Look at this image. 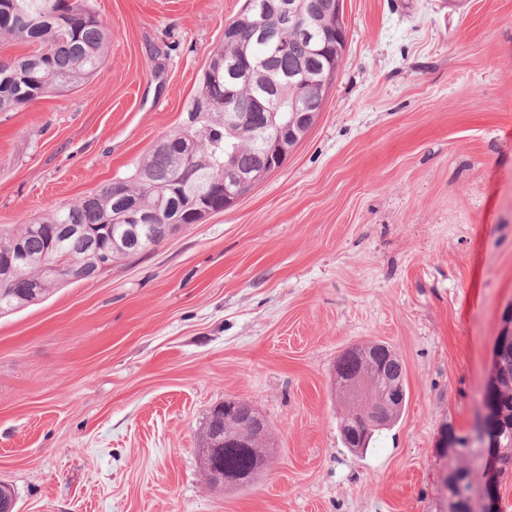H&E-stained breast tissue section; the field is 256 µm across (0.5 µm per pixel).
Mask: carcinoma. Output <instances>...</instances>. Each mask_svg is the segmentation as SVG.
<instances>
[{
	"label": "carcinoma",
	"mask_w": 512,
	"mask_h": 512,
	"mask_svg": "<svg viewBox=\"0 0 512 512\" xmlns=\"http://www.w3.org/2000/svg\"><path fill=\"white\" fill-rule=\"evenodd\" d=\"M301 14L313 22L316 40L307 42L285 22L278 0H247L245 9L224 27V38L212 50L202 71L198 92L190 99L183 119L167 138L177 141L155 145L140 158L128 178L117 179L95 193L74 199L17 229L0 228V255L23 246L31 255L46 254L67 266H84L92 260L86 240L57 238L59 224H82L94 229L109 226L111 238L120 240L133 223L130 209L137 206L150 215L151 234L131 251L112 246L107 261L135 257L161 244L176 224H197L204 209L220 205L224 194L202 198L198 190L209 181L224 183L245 173L258 182L267 174L265 152L254 137V124L273 109L266 86L279 75L298 69L309 56L324 65L331 84L345 50L346 32L326 12V0H296ZM257 20L264 40L249 37L245 23ZM0 44L22 45L28 51L0 56V112H18L32 102L72 89L92 76L106 58L108 29L98 19L89 0H0ZM245 114L235 127L224 126V108ZM195 144L183 161L180 141ZM30 287L11 288L0 281V315L36 304L54 288L66 284L42 265L23 268ZM505 375L494 398L500 404L496 432L500 460L512 465V347L501 355ZM336 385L351 410L340 423L346 447L364 453L382 429L367 420L366 405L390 399L388 373H403L402 360L391 346L369 342L347 348L336 359ZM269 429L253 432L247 448L224 449V469L246 471L254 457L264 454Z\"/></svg>",
	"instance_id": "obj_1"
}]
</instances>
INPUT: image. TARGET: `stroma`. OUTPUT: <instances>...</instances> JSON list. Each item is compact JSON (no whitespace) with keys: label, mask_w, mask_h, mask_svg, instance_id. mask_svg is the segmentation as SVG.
Instances as JSON below:
<instances>
[{"label":"stroma","mask_w":512,"mask_h":512,"mask_svg":"<svg viewBox=\"0 0 512 512\" xmlns=\"http://www.w3.org/2000/svg\"><path fill=\"white\" fill-rule=\"evenodd\" d=\"M77 88L0 112V227L128 177L245 0H90ZM346 47L284 164L144 256L0 316V484L17 512H450L512 310V0H344ZM405 365L400 421L345 448L337 356ZM250 401L271 469L213 488L210 409Z\"/></svg>","instance_id":"35a3bbf8"}]
</instances>
